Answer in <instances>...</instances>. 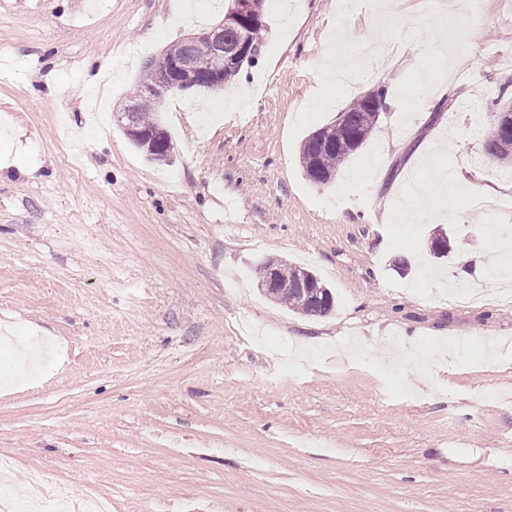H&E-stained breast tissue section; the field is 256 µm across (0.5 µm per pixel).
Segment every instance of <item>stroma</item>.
<instances>
[{"instance_id":"stroma-1","label":"stroma","mask_w":512,"mask_h":512,"mask_svg":"<svg viewBox=\"0 0 512 512\" xmlns=\"http://www.w3.org/2000/svg\"><path fill=\"white\" fill-rule=\"evenodd\" d=\"M88 2L0 0L5 497L38 472L112 512H512V302L454 296L512 273V209L466 202L512 198V168L485 151L512 106V0H453L440 23L426 0L383 17L372 0H297L285 17L264 0L253 64L155 105L173 153L154 163L116 113L148 60L224 10L198 0L176 25V0ZM438 23L473 49L460 78L435 66ZM340 28L381 62L333 43ZM329 54L357 71L349 87ZM378 86L392 104L369 140L310 182L302 141ZM427 165L458 167L461 189L412 191ZM269 259L318 274L332 312L266 297Z\"/></svg>"}]
</instances>
